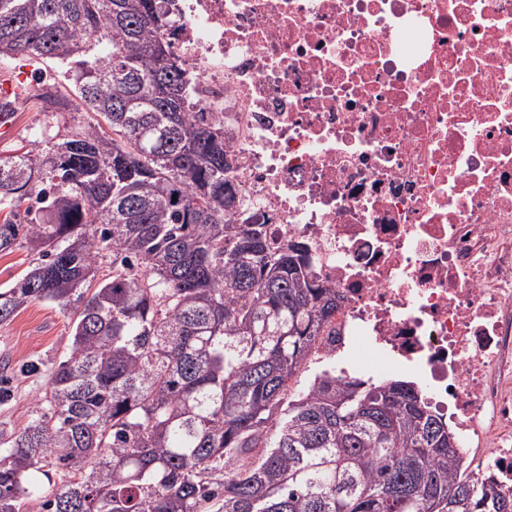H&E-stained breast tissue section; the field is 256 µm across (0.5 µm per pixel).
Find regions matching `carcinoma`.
Instances as JSON below:
<instances>
[{"instance_id":"obj_1","label":"carcinoma","mask_w":512,"mask_h":512,"mask_svg":"<svg viewBox=\"0 0 512 512\" xmlns=\"http://www.w3.org/2000/svg\"><path fill=\"white\" fill-rule=\"evenodd\" d=\"M176 23L173 0H0V56L51 66L27 101L88 116L0 152V255H38L0 324L75 315L50 396L0 434V512L40 474L43 512H512L415 383L292 389L336 290L304 242L232 222L224 120L187 112Z\"/></svg>"}]
</instances>
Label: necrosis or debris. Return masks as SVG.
I'll use <instances>...</instances> for the list:
<instances>
[{
    "mask_svg": "<svg viewBox=\"0 0 512 512\" xmlns=\"http://www.w3.org/2000/svg\"><path fill=\"white\" fill-rule=\"evenodd\" d=\"M250 222L339 300L316 361L417 378L512 493V0H176ZM376 364L363 365L361 347Z\"/></svg>",
    "mask_w": 512,
    "mask_h": 512,
    "instance_id": "1",
    "label": "necrosis or debris"
}]
</instances>
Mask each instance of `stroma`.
Returning a JSON list of instances; mask_svg holds the SVG:
<instances>
[{"instance_id":"1","label":"stroma","mask_w":512,"mask_h":512,"mask_svg":"<svg viewBox=\"0 0 512 512\" xmlns=\"http://www.w3.org/2000/svg\"><path fill=\"white\" fill-rule=\"evenodd\" d=\"M50 123L57 140L66 139L70 114L45 118L31 106H23L13 134L0 139V151L27 144L31 128ZM73 315L53 302L30 304L10 322L0 324V376L9 381L10 396L0 403V432L25 427L33 418L37 399L45 396L51 372L70 343Z\"/></svg>"}]
</instances>
